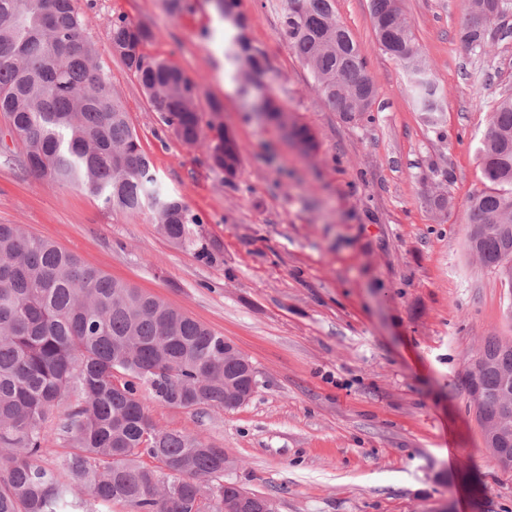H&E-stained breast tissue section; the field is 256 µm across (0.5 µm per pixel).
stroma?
I'll return each mask as SVG.
<instances>
[{"label":"stroma","instance_id":"obj_1","mask_svg":"<svg viewBox=\"0 0 512 512\" xmlns=\"http://www.w3.org/2000/svg\"><path fill=\"white\" fill-rule=\"evenodd\" d=\"M96 58L159 182L199 214L189 244L149 212L112 213L90 191L27 170L0 118V224H20L84 263L202 322L248 356L259 386L241 407L173 409L140 397L161 428L206 439L229 476L278 512H512V472L490 461L462 379L488 336L512 337V291L465 246L488 115L512 96V13L486 28L488 54L461 40L466 0H403L441 94L418 112L403 67L382 52L369 0H336L377 89L371 111L325 105L278 31L283 0H241L268 72L246 81L224 55L231 28L213 0H74ZM123 15L153 29L171 61L244 148L233 179L185 146L110 49ZM311 128L302 155L255 105L263 94ZM452 206L438 211L439 191ZM210 257H202L198 243Z\"/></svg>","mask_w":512,"mask_h":512}]
</instances>
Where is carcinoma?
<instances>
[{
    "label": "carcinoma",
    "mask_w": 512,
    "mask_h": 512,
    "mask_svg": "<svg viewBox=\"0 0 512 512\" xmlns=\"http://www.w3.org/2000/svg\"><path fill=\"white\" fill-rule=\"evenodd\" d=\"M224 21L242 27L237 0H215ZM500 18L512 0H470ZM381 50L406 71L418 111H438L440 93L425 53L406 23L401 0H370ZM73 0H0V115L19 135L25 166L60 187L85 188L115 213L148 210L176 245L191 241L201 218L164 191L128 114L85 35ZM484 26L468 19L462 41L484 52ZM280 39L310 72L312 88L344 116L368 112L375 88L335 0H284ZM155 33L123 16L112 19L110 47L137 77L163 123L187 146H204L213 167L233 177L243 147L211 104L212 138L201 127L198 85L145 48ZM246 78L264 74L266 57L241 35L225 47ZM287 136L318 148L299 122ZM485 188L470 200L467 250L498 273L512 268V97L496 102L480 149ZM489 392L482 412L502 413L495 390L512 374V347L489 336L474 361ZM241 363L224 355V337L159 297L88 266L72 252L0 224V512H94L88 500L120 502L129 512H224L242 487L224 478V449L157 427L141 401L148 388L162 406L231 411L224 391ZM77 392L60 435L69 446L62 468L39 463L43 423Z\"/></svg>",
    "instance_id": "obj_1"
}]
</instances>
